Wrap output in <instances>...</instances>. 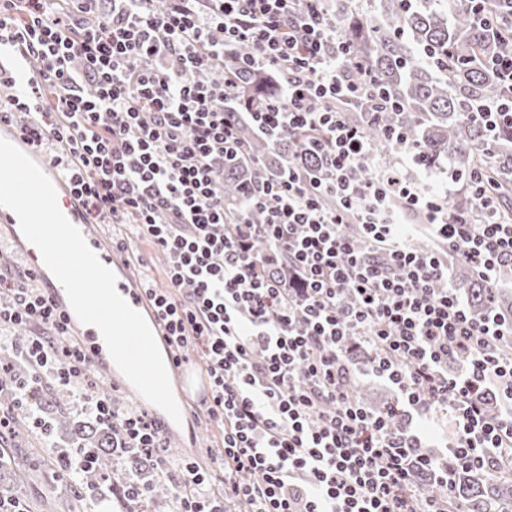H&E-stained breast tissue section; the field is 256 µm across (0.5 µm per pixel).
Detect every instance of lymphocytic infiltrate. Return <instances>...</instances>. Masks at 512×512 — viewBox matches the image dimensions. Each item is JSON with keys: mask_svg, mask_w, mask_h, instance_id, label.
I'll list each match as a JSON object with an SVG mask.
<instances>
[{"mask_svg": "<svg viewBox=\"0 0 512 512\" xmlns=\"http://www.w3.org/2000/svg\"><path fill=\"white\" fill-rule=\"evenodd\" d=\"M0 0V52L35 60L25 89L0 100V121L28 117L22 134L65 158L94 224H120L165 255L168 285L148 289L177 361L195 352L213 384L207 415L224 429L213 471L168 470L159 425L115 407L70 320L36 274L0 273V338L18 358L14 406L33 411L50 377L112 428L115 447L147 459L176 490L175 512H451V465L512 475V323L475 319L448 281L456 253L490 283L512 270V223L485 198L482 172L468 185L482 200L454 212L407 170L380 164L363 125L344 108L385 106L362 74L348 79L339 29L322 0ZM248 47L246 67L286 80L276 100L250 109L254 131L297 140L317 164L283 163L243 186L234 207L220 189L224 162L250 157L238 134L236 75L220 63ZM498 95L475 112L512 125V55L493 61ZM374 164L369 178L360 170ZM267 208L264 222L250 220ZM411 216L428 247L394 233ZM359 225L362 241L344 227ZM269 254L291 287L267 273ZM358 340L371 373L401 395L399 425L355 396L347 344ZM445 436L447 453L426 450ZM436 476L424 489L418 475Z\"/></svg>", "mask_w": 512, "mask_h": 512, "instance_id": "1", "label": "lymphocytic infiltrate"}]
</instances>
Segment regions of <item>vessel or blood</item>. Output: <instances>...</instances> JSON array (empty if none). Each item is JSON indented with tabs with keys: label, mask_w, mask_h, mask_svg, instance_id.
<instances>
[{
	"label": "vessel or blood",
	"mask_w": 512,
	"mask_h": 512,
	"mask_svg": "<svg viewBox=\"0 0 512 512\" xmlns=\"http://www.w3.org/2000/svg\"><path fill=\"white\" fill-rule=\"evenodd\" d=\"M0 138L6 139L30 156L52 180L57 190V204L67 219L83 234L88 246L97 254L103 264L111 268L116 277V289L134 309L146 307V296L139 279L133 275L130 266L119 250L107 245L100 229L87 220L75 194L70 179L58 157L45 152L41 146L27 140L17 127L0 124ZM170 378L194 395L198 401L209 400L212 396L211 380L205 372L195 370L187 364L168 363Z\"/></svg>",
	"instance_id": "b4317fda"
}]
</instances>
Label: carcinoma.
<instances>
[{
    "instance_id": "carcinoma-1",
    "label": "carcinoma",
    "mask_w": 512,
    "mask_h": 512,
    "mask_svg": "<svg viewBox=\"0 0 512 512\" xmlns=\"http://www.w3.org/2000/svg\"><path fill=\"white\" fill-rule=\"evenodd\" d=\"M354 0H327L326 10L336 17L342 50L356 68L349 78L358 79L366 69L377 87L384 89L398 109L380 112L367 136L384 144L387 127L404 130L408 143L419 153L426 170H451L466 177L477 170L484 174V186L494 195L504 213L512 208V128H503L498 137L469 113L496 96L499 83L490 65L491 56L512 52V39L502 38L489 27H480L473 13L456 7H443L441 0H380V10L372 18H361ZM249 49L241 46L224 56V68L240 75L241 94L257 106L278 96L281 82L272 70L256 73L242 68L240 58ZM247 152L268 168L296 152L293 141L267 142L256 137L244 115L238 116ZM254 167L224 162V202L236 201L242 185L253 177ZM457 213L468 215L477 201L464 188L454 201ZM463 266L453 288L466 299L475 316L489 312L504 318L512 316V299L500 288H492L476 271ZM40 414L47 412L70 428L69 447L96 448L98 460L71 484L54 478L47 465L42 442L30 447L5 448L0 474L8 476L5 487L26 498L27 481H41L44 491L37 501L40 512H127L126 496H117L114 469L120 449L112 446L109 425L93 417L70 419L71 393L63 386L46 381L37 391ZM458 503L469 512H512V480L492 476L486 469L458 468L452 476Z\"/></svg>"
}]
</instances>
